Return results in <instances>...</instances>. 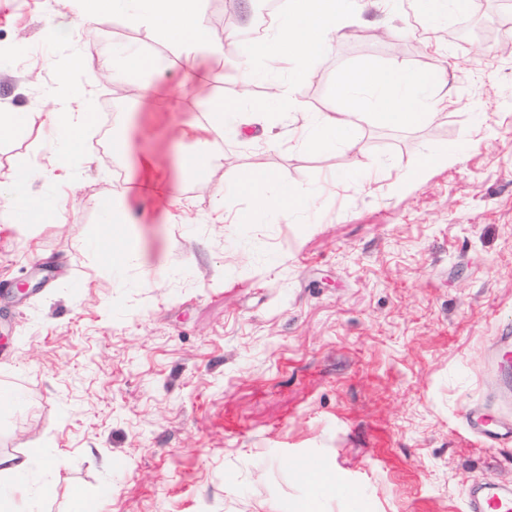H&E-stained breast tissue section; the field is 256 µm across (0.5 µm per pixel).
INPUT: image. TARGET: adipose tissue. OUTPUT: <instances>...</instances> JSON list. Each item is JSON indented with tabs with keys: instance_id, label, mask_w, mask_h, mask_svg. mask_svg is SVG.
I'll return each mask as SVG.
<instances>
[{
	"instance_id": "1",
	"label": "adipose tissue",
	"mask_w": 512,
	"mask_h": 512,
	"mask_svg": "<svg viewBox=\"0 0 512 512\" xmlns=\"http://www.w3.org/2000/svg\"><path fill=\"white\" fill-rule=\"evenodd\" d=\"M370 0H289L276 29L253 41L234 62L237 78L245 84L267 81L268 104L287 108L296 93L310 79V64L322 56L330 42L350 25L361 22ZM73 27L94 22L104 13L124 16L131 24L148 25L161 33L187 62H194L198 50L214 56L225 53V46L213 42L200 9V0H70ZM113 78L135 86L143 93H159L149 78V61L133 46L119 44L99 65ZM442 76L431 70H407L380 66L366 60L341 73L336 80V97L343 108L338 112L306 114L305 123L290 131L297 146L327 155L338 146L351 143L357 120L367 105H374L376 122L383 126L413 129L432 120L439 108L431 96ZM74 109L50 113L51 127L61 133L66 148H74L89 123L83 105L86 88L69 87ZM248 102L221 103L208 114L206 138L197 140L182 156L183 168L198 178H206L210 169L224 157L223 142L238 131L242 112ZM35 178L27 167L17 169L12 182L10 202L23 223L48 222L51 210L27 191ZM237 193L248 197L253 209L275 207L282 217L307 213L312 207L310 191L302 186H283L269 170H258L239 180Z\"/></svg>"
}]
</instances>
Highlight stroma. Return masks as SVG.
<instances>
[{
  "instance_id": "stroma-1",
  "label": "stroma",
  "mask_w": 512,
  "mask_h": 512,
  "mask_svg": "<svg viewBox=\"0 0 512 512\" xmlns=\"http://www.w3.org/2000/svg\"><path fill=\"white\" fill-rule=\"evenodd\" d=\"M502 0H476L427 42L411 0L333 40L289 111L242 115L226 159L206 180L178 161L210 107L263 95L226 59L201 58L196 80L153 28L106 14L91 33L49 38L68 0H0V113L29 112L0 137V189L18 167L50 224L15 226L0 196V455L67 453L32 466L48 482L41 512H70L81 493L102 512H300L312 495L301 459L322 461L333 485L314 512H464L473 479L512 482V446L479 448L463 425L479 402L512 399L490 365L494 336L512 330V49ZM165 63L169 97L142 98L111 74L90 79L74 54L98 62L114 43ZM370 59L445 71L441 112L416 129L373 114L354 143L324 157L254 141L340 104L337 75ZM68 82H61V75ZM86 85L93 109L111 99L108 126L91 125L56 177L58 139L47 112ZM122 138L124 151L111 141ZM457 157L415 170L427 155ZM263 168L314 191L302 218L275 209L250 224H215L249 210L229 194ZM131 222L140 257L103 267L98 237L109 211Z\"/></svg>"
}]
</instances>
